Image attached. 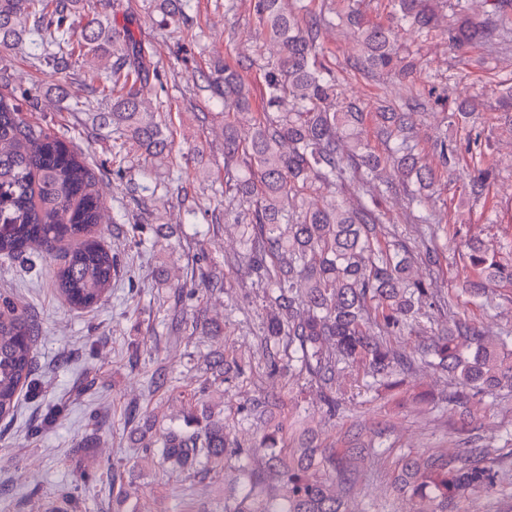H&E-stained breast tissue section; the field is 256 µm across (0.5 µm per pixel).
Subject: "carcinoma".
I'll list each match as a JSON object with an SVG mask.
<instances>
[{
	"label": "carcinoma",
	"mask_w": 512,
	"mask_h": 512,
	"mask_svg": "<svg viewBox=\"0 0 512 512\" xmlns=\"http://www.w3.org/2000/svg\"><path fill=\"white\" fill-rule=\"evenodd\" d=\"M282 0H254L253 8L266 37L278 48L267 73L268 111L242 129L250 109V87L239 71L224 68V213L235 202L259 204L241 226V258L247 272L271 289L272 310L262 353L270 373L288 366L320 388L329 414L336 412V375L341 363L358 364L372 377L387 376L406 366L409 356L384 337L405 331L425 305L444 296L429 284L408 277L403 246L382 236L378 215L364 203L320 205L317 185L336 187L355 173L368 195L377 183L384 159L359 139L364 112L350 101L336 108L337 79L320 61L321 20L302 8L287 11ZM190 0H171L167 16L185 19ZM390 20L374 24L356 9L344 12L357 32L363 64L390 71L403 83L414 82L417 59L401 55L400 31L434 28L436 14L425 0H391ZM96 0H0V51L26 43L33 59L56 74L88 55L112 59L108 83L88 75V89L112 100V124L125 139L114 146L112 164L122 167L127 142L149 151L168 148L156 115L143 106L144 88L160 82L148 49L128 30L107 27L95 13ZM448 9L449 48L462 56L475 46L493 49L512 43V0H444ZM21 96H0V255L28 262L63 261L55 285L70 307L99 303L120 269L119 259L91 235L103 220L98 176L81 154L56 134L22 116ZM381 134L391 142L393 171L418 186L409 209L419 224H433L429 199L436 182L422 164L411 137L413 111L383 112ZM446 168L464 153L488 148L482 132L462 144L436 139ZM494 167L474 169L466 187L482 190ZM66 239L79 241L61 251ZM476 279L453 294L492 307V286L512 283V264L479 242L467 243ZM39 324L0 299V417L14 416L23 387L34 371L32 345ZM427 352L435 365L457 375L468 389L490 393L512 387V348L493 342L465 321L437 335ZM224 380L238 369L224 353L213 361ZM207 387L189 394L184 424L163 432L160 449L142 456L167 472L186 477H218L232 459H249L253 449L229 438L224 412L203 403ZM278 407L266 397L241 407L243 419L264 418ZM264 457L257 469H240V491L224 502V512H351L343 485L348 464L363 457V448H321L308 440L298 448L284 445V425L267 428L261 439ZM496 458L489 448H460L451 454L408 455L397 483L411 501V512H448L466 491H488L495 482Z\"/></svg>",
	"instance_id": "1"
}]
</instances>
